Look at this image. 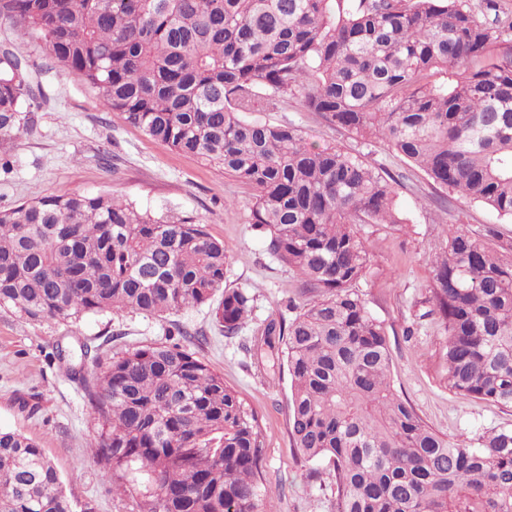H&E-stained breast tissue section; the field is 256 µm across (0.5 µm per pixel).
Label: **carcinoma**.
Listing matches in <instances>:
<instances>
[{
  "label": "carcinoma",
  "instance_id": "cac0c4a2",
  "mask_svg": "<svg viewBox=\"0 0 512 512\" xmlns=\"http://www.w3.org/2000/svg\"><path fill=\"white\" fill-rule=\"evenodd\" d=\"M0 18L154 140L253 188L251 221L308 300L261 329L281 345L290 435L332 468L336 512H512V428L455 443L395 391L383 324L359 291L370 249L353 226L403 224L390 179L292 124L249 121L297 99L379 140L459 198L512 221V17L498 0H0ZM41 86L0 47V152L32 130ZM427 302L448 390L512 407V240L448 228ZM205 225L108 195L59 192L0 209V306L28 320L209 304L224 333L252 297L225 286ZM81 380L106 474L141 472L144 512H275L258 418L177 346L96 356ZM0 512H77L43 450L0 432Z\"/></svg>",
  "mask_w": 512,
  "mask_h": 512
}]
</instances>
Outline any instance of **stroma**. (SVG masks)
Wrapping results in <instances>:
<instances>
[{"instance_id": "35a3bbf8", "label": "stroma", "mask_w": 512, "mask_h": 512, "mask_svg": "<svg viewBox=\"0 0 512 512\" xmlns=\"http://www.w3.org/2000/svg\"><path fill=\"white\" fill-rule=\"evenodd\" d=\"M23 45L43 96L33 107V128L7 147L0 165V209L60 191L117 195L158 215L190 217L223 241L228 251L225 284L247 289L252 313L237 334L225 335L211 306L163 318L139 313L86 314L78 320L35 323L0 308V430L26 435L44 450L69 495L85 512H136L127 495L112 494L87 443L94 433L85 391L69 375L80 365L92 376L93 354L150 343L177 344L224 376L259 414L265 432L261 469L277 512H336L332 470L300 460L288 433L290 381L286 364L264 345L260 330L273 319H291L289 301H301L299 283L267 251L250 222L252 190L195 157L177 152L128 125L100 94L56 63L41 40L0 20V42ZM250 120L299 126L309 143L335 144L366 159L396 180L405 223L360 224L371 262L359 289L371 314L383 322L392 355V377L406 399L450 440L476 438L512 427V408L449 392L440 363L444 336L426 301L434 276L432 255L448 227L481 233L498 224L512 238V222L476 202L434 186L426 174L381 142L332 127L299 102L282 112H253ZM92 351L82 358L81 346ZM69 351L68 360L58 357Z\"/></svg>"}]
</instances>
